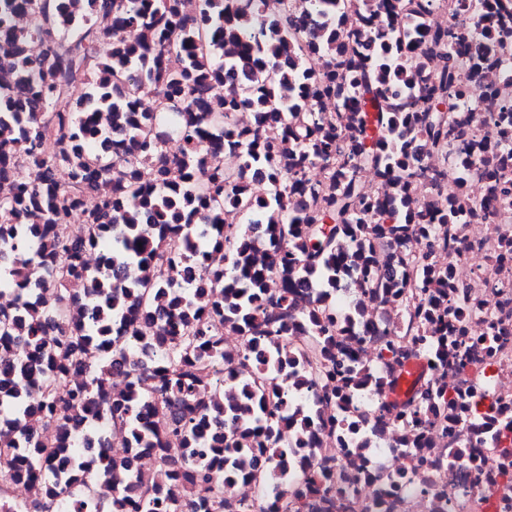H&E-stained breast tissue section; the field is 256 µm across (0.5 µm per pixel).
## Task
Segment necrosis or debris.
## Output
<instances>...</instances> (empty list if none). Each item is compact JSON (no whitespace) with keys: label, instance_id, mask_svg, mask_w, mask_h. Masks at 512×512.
Instances as JSON below:
<instances>
[{"label":"necrosis or debris","instance_id":"obj_1","mask_svg":"<svg viewBox=\"0 0 512 512\" xmlns=\"http://www.w3.org/2000/svg\"><path fill=\"white\" fill-rule=\"evenodd\" d=\"M470 0H431L420 22L430 29H453L468 41L486 36L487 54L472 63L475 81L453 97L456 113L466 120L468 143L441 150H421L418 163L448 172V187L411 189L412 202L455 205L456 246L437 251L436 266L452 272L449 324L463 332L469 350L465 363L433 366L427 352L408 356L421 382L435 399L421 422L406 425L386 410L395 375L379 358V349L397 335L408 334V300L399 291L379 299L364 295L361 274L348 269L336 291L341 303H360L362 311L340 352L358 370L356 392L347 402L324 406L317 391L334 392L337 381L319 390L297 386L298 376L314 373V363L299 355L309 339L307 328L288 337V374L283 385L290 400L312 407L316 422L305 436L283 437L288 459L282 477L291 486L309 489L311 512H512V206H489L475 216V201L488 186L480 162L481 147L512 133V24L494 35L495 24ZM416 235L404 242L376 238L368 243L379 265H391L396 281L410 282L417 272L398 264L403 252L426 247Z\"/></svg>","mask_w":512,"mask_h":512}]
</instances>
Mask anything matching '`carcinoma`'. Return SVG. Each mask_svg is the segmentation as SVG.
<instances>
[{
  "label": "carcinoma",
  "mask_w": 512,
  "mask_h": 512,
  "mask_svg": "<svg viewBox=\"0 0 512 512\" xmlns=\"http://www.w3.org/2000/svg\"><path fill=\"white\" fill-rule=\"evenodd\" d=\"M285 3L281 15L266 13L265 0H198L188 15L183 0H0V70L17 82L0 87V180L12 181L0 198V256L15 249L65 263L43 284L40 306L20 298L15 309L0 310V412L13 423L0 430V484L17 479L44 482L41 512H83L91 502L71 497L66 478L84 472L91 480L112 481L115 496L108 512H158L156 493L146 496L132 478L140 453L100 462L68 450L47 448L23 432V425L46 420L59 429L84 410L104 407L114 423L127 425L133 447L152 448L163 438L193 448L184 457L183 495L199 500L207 512H224V489L239 469L270 481V494L284 500L273 512H304L303 491L276 478V430L288 426V405L273 377L288 369L279 343L297 320L315 334L307 356L337 343L348 318L336 319L337 279L348 265L361 269V287L379 295L390 273L375 271L376 259L364 245L376 236L403 241L426 236L443 225L438 245H453L456 215L429 204L409 211L404 197L371 201L361 193V174L378 169L395 178L403 193L425 183L416 165V146L435 148L467 134L448 104L460 82L459 59L479 56L483 41L453 46L448 31L418 27L415 40L393 29L369 34L348 26L337 0ZM373 6L417 22L430 0H372ZM28 24H15L17 12ZM45 46L37 57L27 44ZM88 46L103 54L90 56ZM438 55L441 67L422 74L407 51ZM326 57L318 75L306 67L307 55ZM87 77L79 101L70 84ZM156 90L159 108L178 113L179 147L167 146L160 126L141 111L137 91ZM235 84L239 95L224 96ZM357 90L348 100L349 137L341 141L336 119L313 108L324 95L340 96L345 85ZM253 113L252 126L238 129L233 113ZM239 151L241 172L224 170V147ZM167 181L178 167L183 182L165 193L141 183L139 168ZM321 166L334 172L332 191L312 205L315 189L308 172ZM59 167L73 186L54 181ZM264 180V196L250 201L237 184L244 174ZM493 197L512 198V185L484 166ZM112 177V193L84 215V237L66 226L76 214L80 194ZM244 209V222L221 223L227 209ZM263 222L275 243L273 258L252 261L253 220ZM355 244L344 253L341 240ZM94 248L102 264L85 268L82 254ZM224 250L226 266L207 270L205 258ZM402 261L419 268L411 316L448 335V315L438 295L448 289V271L431 265L428 255L407 254ZM273 275L283 287L267 293ZM21 276L17 265L0 259V287ZM82 288H68L69 282ZM313 283L325 289L320 304L301 309L297 289ZM81 294L83 318H67L71 299ZM212 297L208 313L194 295ZM123 323L129 346L144 352L155 370L130 369L126 390L102 395L98 379L123 362L111 349L113 327ZM248 337L250 350L240 364L246 381L224 386V330ZM380 356L397 365L405 356L393 340ZM78 368L85 380L60 383ZM349 366L331 357L311 385L334 375L344 379L337 397H350ZM389 409L419 421L416 401L406 396Z\"/></svg>",
  "instance_id": "cac0c4a2"
}]
</instances>
